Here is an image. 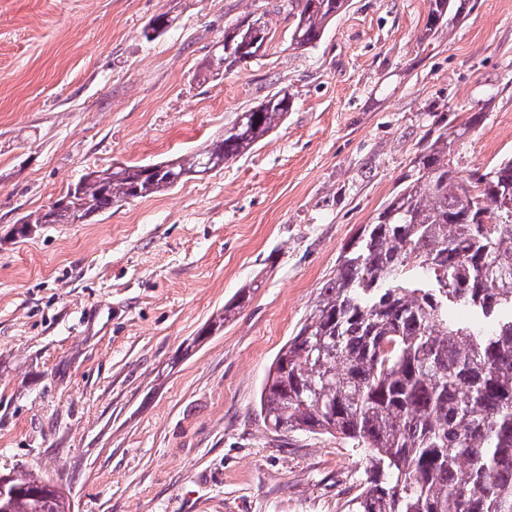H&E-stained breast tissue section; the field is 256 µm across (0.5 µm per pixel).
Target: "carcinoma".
<instances>
[{
  "mask_svg": "<svg viewBox=\"0 0 512 512\" xmlns=\"http://www.w3.org/2000/svg\"><path fill=\"white\" fill-rule=\"evenodd\" d=\"M349 5L288 0L290 46L316 47ZM459 19L455 0H431L428 34ZM171 22L155 16L145 37ZM268 35L261 19H237L207 74L257 57ZM292 107V95L274 93L189 153L89 171L15 232L85 223L208 173L262 141ZM462 136L450 127L429 134L398 190L340 252L260 393L265 427L336 434L363 455L349 512H512V217L502 209L512 156L464 175L452 159ZM249 297L240 289L218 324ZM14 475L21 493L9 512H65L53 481Z\"/></svg>",
  "mask_w": 512,
  "mask_h": 512,
  "instance_id": "cac0c4a2",
  "label": "carcinoma"
}]
</instances>
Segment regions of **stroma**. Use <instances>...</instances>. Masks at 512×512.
<instances>
[{
  "instance_id": "1",
  "label": "stroma",
  "mask_w": 512,
  "mask_h": 512,
  "mask_svg": "<svg viewBox=\"0 0 512 512\" xmlns=\"http://www.w3.org/2000/svg\"><path fill=\"white\" fill-rule=\"evenodd\" d=\"M429 8L351 0L300 52L279 0H0V470L54 479L73 512H348L362 455L269 431L259 398L430 129H465V172L512 154V0L428 38ZM248 13L260 55L203 76ZM279 90L293 110L220 170L13 234L88 171L188 152Z\"/></svg>"
}]
</instances>
